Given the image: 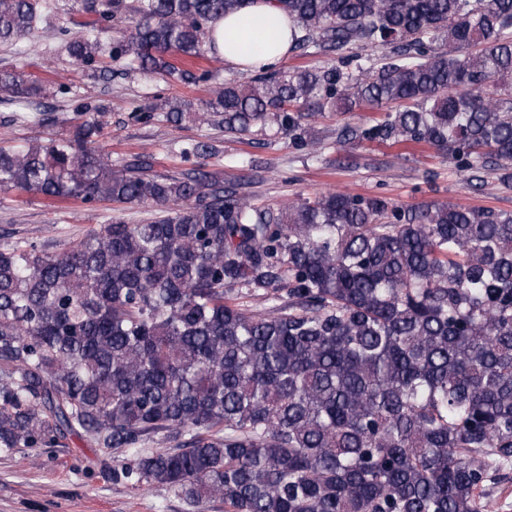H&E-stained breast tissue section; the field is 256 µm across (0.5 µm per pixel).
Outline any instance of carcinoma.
<instances>
[{
  "mask_svg": "<svg viewBox=\"0 0 512 512\" xmlns=\"http://www.w3.org/2000/svg\"><path fill=\"white\" fill-rule=\"evenodd\" d=\"M251 0H80L97 17L61 39L167 80L174 57L218 55L215 24ZM290 50L319 69L217 82L175 123L295 147L310 107L380 113L336 140L426 144L458 170L512 168V0H273ZM47 0H0V42L39 29ZM133 15L104 41L98 23ZM392 48L377 64L344 56ZM48 88L0 69V102ZM105 108L68 134L0 146V190L156 207L68 248L0 246V450L69 436L128 448L112 479L226 512H482L512 466V212L328 192L260 206L192 170L149 173L98 145ZM182 154H217L196 142ZM273 302L253 314L241 298ZM156 438L170 449L156 453Z\"/></svg>",
  "mask_w": 512,
  "mask_h": 512,
  "instance_id": "carcinoma-1",
  "label": "carcinoma"
}]
</instances>
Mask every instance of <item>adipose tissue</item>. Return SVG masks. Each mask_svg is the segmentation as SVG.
I'll return each instance as SVG.
<instances>
[{
  "instance_id": "1",
  "label": "adipose tissue",
  "mask_w": 512,
  "mask_h": 512,
  "mask_svg": "<svg viewBox=\"0 0 512 512\" xmlns=\"http://www.w3.org/2000/svg\"><path fill=\"white\" fill-rule=\"evenodd\" d=\"M217 29L228 39L220 47L225 63L241 70L270 68L288 53L290 23L270 0H254L241 11L224 17Z\"/></svg>"
}]
</instances>
